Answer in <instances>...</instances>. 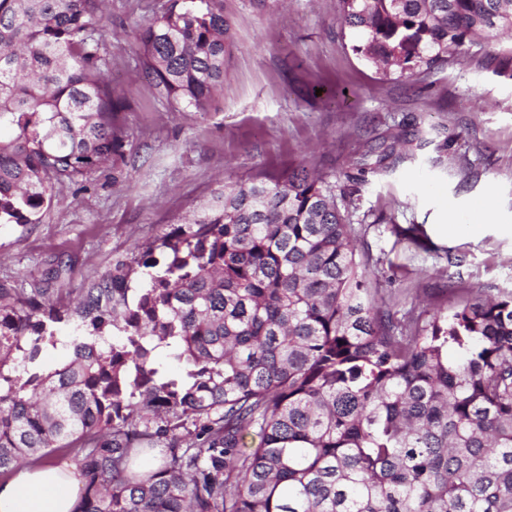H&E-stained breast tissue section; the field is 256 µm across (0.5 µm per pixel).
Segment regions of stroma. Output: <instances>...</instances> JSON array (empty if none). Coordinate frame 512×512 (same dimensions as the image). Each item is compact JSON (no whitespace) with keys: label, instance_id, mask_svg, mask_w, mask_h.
Wrapping results in <instances>:
<instances>
[{"label":"stroma","instance_id":"obj_1","mask_svg":"<svg viewBox=\"0 0 512 512\" xmlns=\"http://www.w3.org/2000/svg\"><path fill=\"white\" fill-rule=\"evenodd\" d=\"M167 5L109 0L99 36L127 103L123 154L57 185L39 223L0 224V282L68 304L224 184L300 163L351 192L357 251L394 320L512 291V41L386 78L352 52L336 0H223L221 109L180 112L136 42Z\"/></svg>","mask_w":512,"mask_h":512}]
</instances>
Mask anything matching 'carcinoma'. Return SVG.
<instances>
[{"instance_id":"1","label":"carcinoma","mask_w":512,"mask_h":512,"mask_svg":"<svg viewBox=\"0 0 512 512\" xmlns=\"http://www.w3.org/2000/svg\"><path fill=\"white\" fill-rule=\"evenodd\" d=\"M337 3L385 77L512 34V0ZM104 4L0 0V224L39 223L121 150ZM137 40L169 100L217 108L222 0H170ZM351 196L292 163L224 186L72 308L1 283L0 473L75 453V512H512V292L394 321Z\"/></svg>"}]
</instances>
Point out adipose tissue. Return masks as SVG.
<instances>
[{
    "mask_svg": "<svg viewBox=\"0 0 512 512\" xmlns=\"http://www.w3.org/2000/svg\"><path fill=\"white\" fill-rule=\"evenodd\" d=\"M82 481L70 460L20 469L0 481V512H75Z\"/></svg>",
    "mask_w": 512,
    "mask_h": 512,
    "instance_id": "obj_1",
    "label": "adipose tissue"
}]
</instances>
